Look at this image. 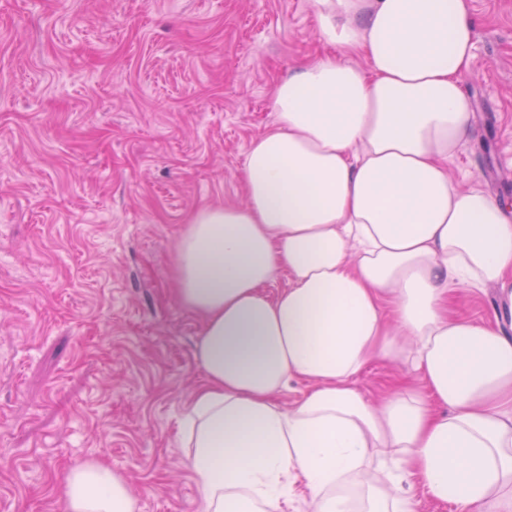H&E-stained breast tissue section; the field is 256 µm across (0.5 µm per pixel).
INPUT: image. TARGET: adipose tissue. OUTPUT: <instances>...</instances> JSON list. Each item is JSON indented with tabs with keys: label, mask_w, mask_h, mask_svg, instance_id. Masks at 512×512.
<instances>
[{
	"label": "adipose tissue",
	"mask_w": 512,
	"mask_h": 512,
	"mask_svg": "<svg viewBox=\"0 0 512 512\" xmlns=\"http://www.w3.org/2000/svg\"><path fill=\"white\" fill-rule=\"evenodd\" d=\"M314 6L344 59L275 86L243 202L197 211L176 246L175 294L202 324L180 431L201 512H284L297 497L308 512H415L414 476L462 512H512V336L448 310L464 285L512 301V217L449 175L472 116L471 0ZM374 360L424 390L367 397L356 378ZM64 497L67 512H137L95 461Z\"/></svg>",
	"instance_id": "ef3b65f1"
}]
</instances>
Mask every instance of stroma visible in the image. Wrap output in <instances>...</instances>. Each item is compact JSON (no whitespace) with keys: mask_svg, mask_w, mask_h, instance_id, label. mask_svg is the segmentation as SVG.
Returning a JSON list of instances; mask_svg holds the SVG:
<instances>
[{"mask_svg":"<svg viewBox=\"0 0 512 512\" xmlns=\"http://www.w3.org/2000/svg\"><path fill=\"white\" fill-rule=\"evenodd\" d=\"M471 5L450 174L512 216V0ZM328 51L314 0H0V512H66L91 460L137 512H199L179 431L201 323L176 244L242 202L275 83ZM448 306L512 334L496 286Z\"/></svg>","mask_w":512,"mask_h":512,"instance_id":"1","label":"stroma"}]
</instances>
